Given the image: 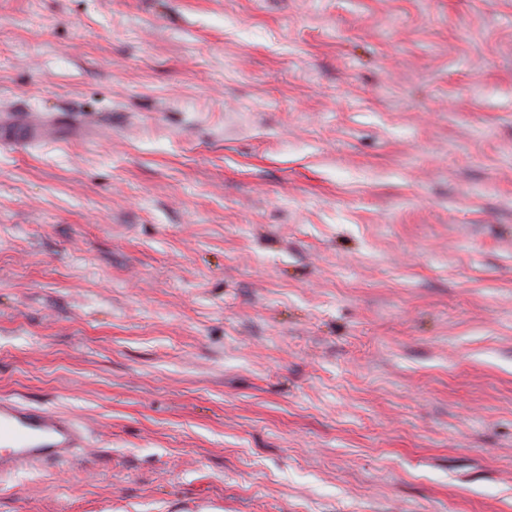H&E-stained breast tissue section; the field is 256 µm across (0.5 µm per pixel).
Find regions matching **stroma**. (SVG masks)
<instances>
[{"instance_id": "stroma-1", "label": "stroma", "mask_w": 512, "mask_h": 512, "mask_svg": "<svg viewBox=\"0 0 512 512\" xmlns=\"http://www.w3.org/2000/svg\"><path fill=\"white\" fill-rule=\"evenodd\" d=\"M0 512H512V0H0ZM88 123L81 117H60L33 112H1L0 141L7 144H30L59 132L74 134L87 130ZM86 432L68 414L0 399V476L39 464H69L86 442Z\"/></svg>"}]
</instances>
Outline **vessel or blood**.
<instances>
[{
	"label": "vessel or blood",
	"instance_id": "vessel-or-blood-1",
	"mask_svg": "<svg viewBox=\"0 0 512 512\" xmlns=\"http://www.w3.org/2000/svg\"><path fill=\"white\" fill-rule=\"evenodd\" d=\"M79 117L62 119L33 112H1L0 141L29 144L59 132L87 130ZM86 442V432L68 414L0 399V476L27 471L39 464H69Z\"/></svg>",
	"mask_w": 512,
	"mask_h": 512
}]
</instances>
